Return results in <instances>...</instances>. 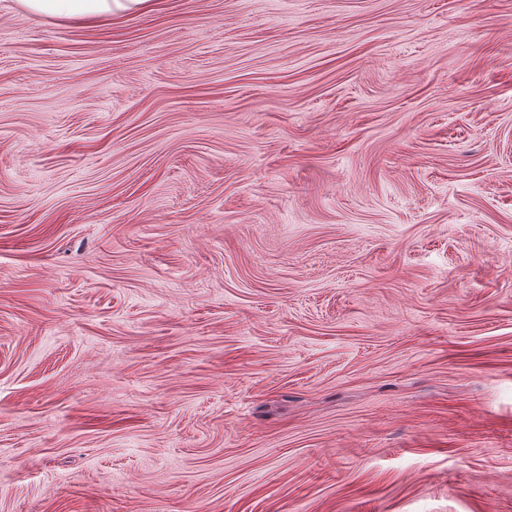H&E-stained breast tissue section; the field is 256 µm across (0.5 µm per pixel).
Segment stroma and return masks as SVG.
<instances>
[{
  "mask_svg": "<svg viewBox=\"0 0 512 512\" xmlns=\"http://www.w3.org/2000/svg\"><path fill=\"white\" fill-rule=\"evenodd\" d=\"M0 512H512V0H0ZM30 13L49 15L88 26L153 9V0H18Z\"/></svg>",
  "mask_w": 512,
  "mask_h": 512,
  "instance_id": "stroma-1",
  "label": "stroma"
}]
</instances>
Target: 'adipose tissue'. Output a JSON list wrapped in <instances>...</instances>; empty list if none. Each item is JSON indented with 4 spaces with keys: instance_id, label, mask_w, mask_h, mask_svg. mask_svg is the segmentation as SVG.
Masks as SVG:
<instances>
[{
    "instance_id": "ef3b65f1",
    "label": "adipose tissue",
    "mask_w": 512,
    "mask_h": 512,
    "mask_svg": "<svg viewBox=\"0 0 512 512\" xmlns=\"http://www.w3.org/2000/svg\"><path fill=\"white\" fill-rule=\"evenodd\" d=\"M26 11L97 25L150 10L153 0H18Z\"/></svg>"
}]
</instances>
